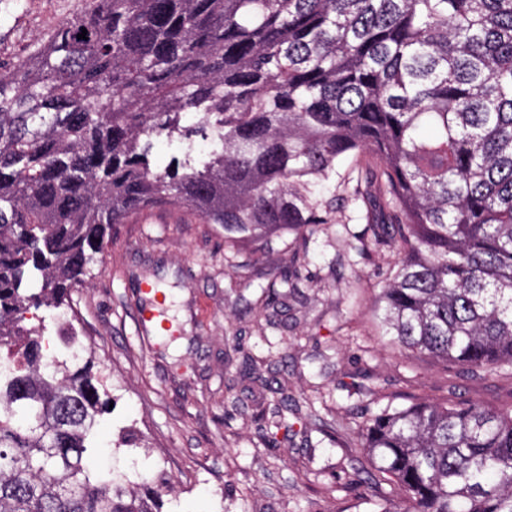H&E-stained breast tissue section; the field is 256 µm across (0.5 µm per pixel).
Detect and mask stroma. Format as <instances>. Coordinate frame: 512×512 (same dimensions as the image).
Masks as SVG:
<instances>
[{
	"label": "stroma",
	"instance_id": "stroma-1",
	"mask_svg": "<svg viewBox=\"0 0 512 512\" xmlns=\"http://www.w3.org/2000/svg\"><path fill=\"white\" fill-rule=\"evenodd\" d=\"M84 2L0 0V61L42 44ZM364 170V155L341 156L316 189L336 202L332 223L280 232L266 246H225L222 228L184 207L161 206L146 222L131 214L113 225L68 306L26 313L25 326L51 332L71 321L107 380L113 408L97 429L99 467L132 485L167 472L164 512H372L377 500L406 512L402 496L375 488L358 436L367 414L446 398L512 407L511 368L447 369L383 336L375 307L396 256L355 249L366 209L351 192ZM297 250L306 258L296 289L270 299L256 274L277 279ZM146 280L167 295L172 340L137 321ZM277 389L303 410L268 447L254 416ZM128 428L137 447L118 444Z\"/></svg>",
	"mask_w": 512,
	"mask_h": 512
}]
</instances>
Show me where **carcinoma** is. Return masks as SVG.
<instances>
[{
	"label": "carcinoma",
	"mask_w": 512,
	"mask_h": 512,
	"mask_svg": "<svg viewBox=\"0 0 512 512\" xmlns=\"http://www.w3.org/2000/svg\"><path fill=\"white\" fill-rule=\"evenodd\" d=\"M87 31L86 38L77 35ZM178 144L165 167L153 141ZM349 152L356 250L397 251L378 315L445 365L512 368V0H86L0 63V512H161L90 465L107 385L60 309L114 224L184 206L224 241L329 224ZM408 512H512V408L416 402L360 426Z\"/></svg>",
	"instance_id": "carcinoma-1"
}]
</instances>
